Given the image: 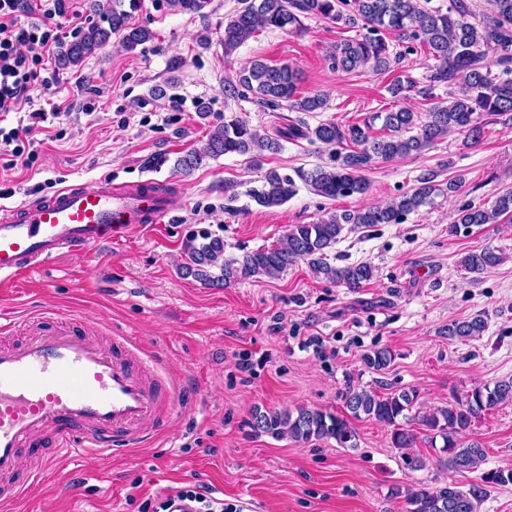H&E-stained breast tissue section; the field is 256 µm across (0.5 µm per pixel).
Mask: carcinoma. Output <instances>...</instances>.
<instances>
[{
    "mask_svg": "<svg viewBox=\"0 0 512 512\" xmlns=\"http://www.w3.org/2000/svg\"><path fill=\"white\" fill-rule=\"evenodd\" d=\"M89 0V8L100 21L90 25L66 43L58 55V64L66 69L81 63L118 35L129 49L154 38L152 32L132 23V12L140 0ZM494 11L473 23L468 0H449L448 8L429 7L428 0H238L239 7L224 20L221 43L224 57H230L256 33L269 29L298 32L303 19L319 17L357 30L328 52L331 69L354 72L392 71L408 55L421 47L435 61L426 77L428 89L446 85L458 88L448 102H438L426 112H415L400 106L387 112H376L363 122L341 125L320 123L311 127L301 120L289 121L275 134L250 126L235 115L224 117V123L210 131L200 149H195L177 162L183 172L198 167L206 158L222 155H248L259 162L267 153L281 150L282 142L305 140L335 148L332 164L299 169L297 178L275 169L265 172L262 185L251 191L252 199L263 207H277L297 193L296 180H301L318 195L336 199L363 194L368 189L364 175L371 163L388 162L420 154L448 133L462 130L471 143L483 137L484 117L497 116L504 124L512 122V0H492ZM207 0H168V5L182 12L200 14ZM495 55L498 73L487 63ZM297 70L287 64H270L261 59L250 61L236 75V81L224 83V94L230 98L253 95L256 102L270 110L283 106L295 112H315L324 106L319 96H297ZM416 87L406 75H398L389 92L403 98ZM381 122V133L374 135L375 122ZM437 174L428 172L416 179L414 187L385 206H368L353 212L334 214L317 224H291L283 238L269 247L245 251L239 257L224 255V239L204 231L200 241L190 246L182 271L213 287H228L251 278L276 279L289 266L305 261L311 270L330 283L359 289L375 277L368 262L336 267L329 262L328 249L336 244L345 225L371 227L376 224H402L407 216L431 205L438 196L460 192L462 177L448 181L446 187L435 183ZM512 220V188L499 192L488 207L467 200L458 205L453 228L498 224ZM501 257L484 248L469 252L460 266L469 274H481L496 266ZM487 326L480 316L455 320L448 324V339L468 340L483 334ZM392 353L379 348L365 356L366 365L376 371L389 366ZM346 410L352 417L375 419L393 427L391 447H414L417 434L397 422L407 418L417 401L416 392L401 390L380 396L365 388L348 389L343 394ZM512 401V380H500L493 386H476L462 398L432 413L416 414L423 429L432 432L431 444L442 440L440 452L448 467L475 472L486 459L485 448L476 440L464 442L459 436L469 430L481 413ZM251 426L257 433L274 438L289 437L299 443L333 439L345 448L354 431L344 418L320 409L297 407L293 410H257ZM512 483V471H487L467 489L455 485L409 488L405 493V512H477L487 496L488 487Z\"/></svg>",
    "mask_w": 512,
    "mask_h": 512,
    "instance_id": "obj_1",
    "label": "carcinoma"
}]
</instances>
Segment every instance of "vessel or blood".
Returning <instances> with one entry per match:
<instances>
[{
	"instance_id": "obj_1",
	"label": "vessel or blood",
	"mask_w": 512,
	"mask_h": 512,
	"mask_svg": "<svg viewBox=\"0 0 512 512\" xmlns=\"http://www.w3.org/2000/svg\"><path fill=\"white\" fill-rule=\"evenodd\" d=\"M172 204L153 180H100L0 206V288L44 264L83 257L167 223ZM33 337L0 344V504L18 500L59 455L121 453L167 426L176 387L123 336L103 345L72 321L31 320Z\"/></svg>"
}]
</instances>
